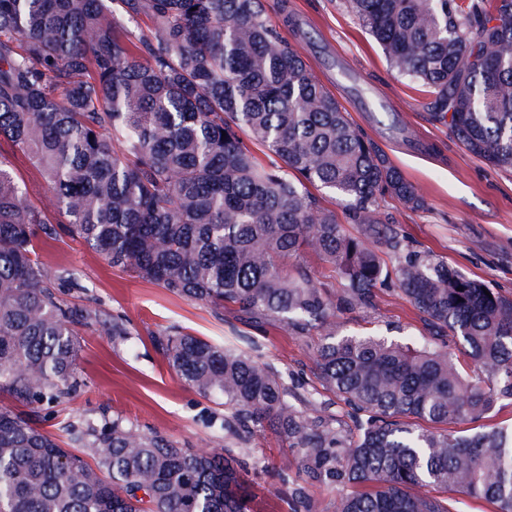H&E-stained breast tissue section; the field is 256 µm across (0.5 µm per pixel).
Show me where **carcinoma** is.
<instances>
[{"label": "carcinoma", "instance_id": "carcinoma-1", "mask_svg": "<svg viewBox=\"0 0 512 512\" xmlns=\"http://www.w3.org/2000/svg\"><path fill=\"white\" fill-rule=\"evenodd\" d=\"M0 0V140L39 167L61 230L112 267L239 320L320 336L322 386L363 414L356 431L247 351L176 328L155 335L177 374L224 399V437L271 430L289 450L281 480L295 512H315L309 484L340 491L335 512H452L435 486L512 512V427L487 418L512 401V299L414 250L380 208L424 198L348 119L264 0ZM391 69L433 96L454 139L512 167V0H346ZM247 134L272 161L244 143ZM332 193L350 223L309 188ZM46 214L0 157V512H255L246 464L191 450L121 417L69 424L63 448L33 406L83 385L77 326L114 340L120 318L62 303L38 253ZM394 259L387 266L381 254ZM307 254L342 288L317 286ZM395 284L423 315L413 345L336 335V315ZM459 337L473 376L438 348ZM311 192L317 196L321 203L336 211V217L344 228V230L353 236H360L362 233V229L359 224H350L348 216L345 212L343 205L338 204L334 199H332L333 194L329 193L325 190H317L316 188H310Z\"/></svg>", "mask_w": 512, "mask_h": 512}]
</instances>
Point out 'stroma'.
<instances>
[{
  "instance_id": "35a3bbf8",
  "label": "stroma",
  "mask_w": 512,
  "mask_h": 512,
  "mask_svg": "<svg viewBox=\"0 0 512 512\" xmlns=\"http://www.w3.org/2000/svg\"><path fill=\"white\" fill-rule=\"evenodd\" d=\"M268 13L285 36L301 29L302 53L313 74L336 96L349 120L373 141L424 196L420 211L385 199V216L412 242L465 276L483 280L512 297V169L495 167L468 153L434 117L427 98L398 77L379 45L343 0H266ZM17 180L29 198L45 205L49 192L39 169L10 142L0 140ZM39 254L61 299L87 305L104 318L121 317L132 333L125 342L79 329L78 371L84 381L71 398L43 404L39 424L61 434L64 425L100 422L121 415L144 431H157L182 447L208 448L251 461L264 471L253 476L257 512H293L288 493L270 497L279 485L275 467L288 446L268 431L248 443H225L224 407L188 385L169 365L154 334L170 326L214 343L234 344L276 367L297 391L319 393L330 411L353 425L350 408L324 391L315 365L316 335L255 326L231 310L171 294L161 286L111 267L82 239L66 234L40 238ZM337 335L375 334L411 344L427 330L418 311L397 289L378 290L375 304L340 314Z\"/></svg>"
}]
</instances>
